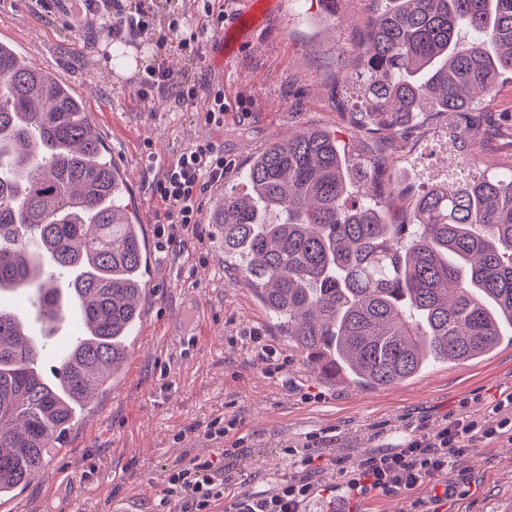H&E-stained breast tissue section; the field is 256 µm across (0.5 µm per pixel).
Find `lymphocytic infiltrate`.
I'll list each match as a JSON object with an SVG mask.
<instances>
[{"label":"lymphocytic infiltrate","mask_w":512,"mask_h":512,"mask_svg":"<svg viewBox=\"0 0 512 512\" xmlns=\"http://www.w3.org/2000/svg\"><path fill=\"white\" fill-rule=\"evenodd\" d=\"M46 12L62 11L76 28L104 22L112 40L126 42L152 29V15L142 9L126 11L123 0H36ZM176 93L182 104L195 102L196 85L186 84L173 71L157 65L146 70L140 80L142 96ZM224 177V156L209 142H201L182 152L165 169L155 193L165 207L170 231L187 230L197 224L200 196L210 183ZM512 441V391H501L489 414L466 419L444 416L434 428L409 424L403 444L374 450L358 460L334 456L318 464L316 438L303 446H289L293 472L272 495L233 493L227 479L219 475L213 461L192 458L175 470L169 482L182 496L181 512H210L212 506L230 499L229 512H303L304 505L318 492L319 474L333 471L345 493L360 498L374 491L407 493L417 488H434L436 502L446 501L439 491V479L458 466L474 448L488 440Z\"/></svg>","instance_id":"1"}]
</instances>
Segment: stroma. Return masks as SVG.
I'll return each mask as SVG.
<instances>
[{
	"label": "stroma",
	"instance_id": "35a3bbf8",
	"mask_svg": "<svg viewBox=\"0 0 512 512\" xmlns=\"http://www.w3.org/2000/svg\"><path fill=\"white\" fill-rule=\"evenodd\" d=\"M377 8L375 0H343L342 15L321 0H288L266 14L249 45L214 69L208 45L215 14L201 0H161L150 35L125 44L140 69L165 64L189 84L224 92V126L207 131L206 98L138 93V76L110 75L113 41L104 27L75 30L67 18L43 12L35 0H0V40L30 66L55 73L81 96L112 152L127 197L146 235H157L149 267L154 301L146 302L121 376L91 403L65 447L12 500L11 512H107L109 499L136 498L144 512H181L169 477L193 457L214 460L242 494H274L293 471L285 448L322 438L325 454L356 460L400 443L411 421L435 425L449 413H488L499 390L512 387V342L488 357L436 366L381 388L341 384L308 368L278 336L241 276L224 265L213 201L223 186L242 185L248 164L270 143L301 131H330L354 158L372 164L371 188L388 221L409 223L408 203L460 164L488 176L512 169V82L502 81L474 112H427L411 125L384 131L370 125L343 84L358 66L352 51ZM180 13L185 31L199 35L185 52L169 30ZM213 139L224 154V181L200 199L198 224L177 241L159 235L164 214L153 193L164 151L174 159ZM207 323L208 336L197 335ZM262 336L270 353L243 341ZM237 420L242 450L223 457L211 421ZM446 479L454 492L436 505L433 491L376 492L350 512H512V443L476 448Z\"/></svg>",
	"mask_w": 512,
	"mask_h": 512
}]
</instances>
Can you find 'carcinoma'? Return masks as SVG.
Listing matches in <instances>:
<instances>
[{"label": "carcinoma", "mask_w": 512, "mask_h": 512, "mask_svg": "<svg viewBox=\"0 0 512 512\" xmlns=\"http://www.w3.org/2000/svg\"><path fill=\"white\" fill-rule=\"evenodd\" d=\"M384 2L354 46L364 68L343 78L369 121L472 112L512 74V0ZM244 180L249 192L226 188L211 211L224 261L313 366L389 386L486 357L512 333V172L430 188L405 237L355 189L360 167L328 131L270 144ZM125 197L82 99L1 42L0 499L121 374L149 267ZM19 286L43 302L38 335L6 304ZM72 305L87 335L51 380L40 352Z\"/></svg>", "instance_id": "cac0c4a2"}]
</instances>
